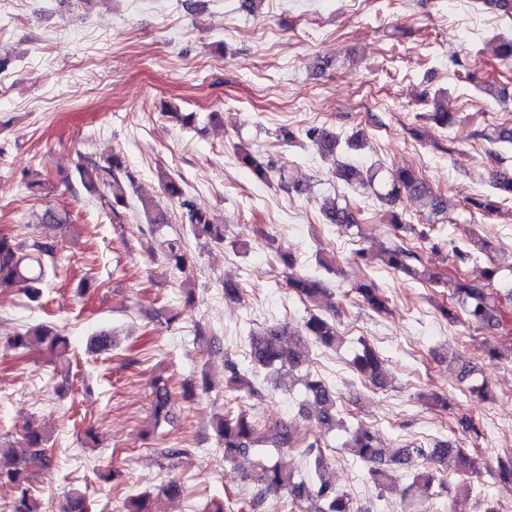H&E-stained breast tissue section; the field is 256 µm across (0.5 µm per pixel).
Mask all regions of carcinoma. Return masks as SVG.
Returning <instances> with one entry per match:
<instances>
[{"mask_svg":"<svg viewBox=\"0 0 512 512\" xmlns=\"http://www.w3.org/2000/svg\"><path fill=\"white\" fill-rule=\"evenodd\" d=\"M432 104L434 111L426 113L437 127L446 129L453 123L454 115L448 109V93L436 92ZM306 139L321 154L333 156L339 146V136L325 125H313L304 131ZM239 162L252 176L269 184L274 178L272 162L241 148L237 152ZM77 179L85 191L100 199L103 205L115 210L126 204L122 179L134 182L124 157L112 152L102 165L93 159H83L76 168ZM336 180L354 188L371 189L377 197L393 208L391 211L393 239L378 252L379 261L386 267L429 284L448 287V303L436 306L437 312L446 320L468 325L485 331L505 330V317L499 307L500 289L495 283L496 271L488 270L482 279H470L456 271L445 272L425 265L417 252L403 243V235L415 232L412 224L402 220L396 207L404 196L420 202L429 213L444 212L441 196L412 168H403L391 176L383 174V167L376 163L356 164L350 161L336 163ZM160 185L171 199L182 208V220L197 240H208L222 244L226 238L224 225L214 223L208 213L201 210L185 194L180 182L166 171L158 173ZM493 189L503 201L512 200V172L498 170L492 176ZM26 189L36 195L48 184L40 172L31 171L23 176ZM149 224L159 229L168 225L166 214L158 211L152 198L140 199ZM321 215L327 224L349 228L358 226L356 211L342 205L332 196L323 198ZM40 224H67L70 213L53 206L46 207L37 215ZM157 247L163 259L177 272L185 274L191 260L184 239L176 234L162 235ZM55 242L37 239L22 246L11 237L0 233V288L18 287L31 302L40 300L47 285L48 271L55 269ZM275 260L288 269L286 285L298 298L313 307L308 317L299 326L289 322H277L263 327L249 336V358L251 370L247 371L229 358L224 360L227 371L225 385L231 392L245 394L248 398L262 396V389L255 385L253 377L260 371L273 376L275 387L290 391L300 385L306 400L302 416H313L318 427L332 431L343 428L348 434L344 447L363 464L378 486L387 489L395 484V474L406 472L412 482L404 493L426 492L435 481V473L444 468L450 474L474 473L473 458L463 448L448 441H439L431 448L407 444L388 451L380 447L370 427L359 423L345 427L337 407L336 393L324 381L302 373L307 362L304 338L309 337L326 348L343 343L337 327L339 315L333 294L324 282L313 275L295 271L296 259L291 252H276ZM352 292L366 307L376 313L389 310L388 299L372 280H364L352 286ZM49 342L57 356L63 358L70 350V341L63 331L44 324L25 325L6 341L9 349L22 353L36 343ZM355 369L377 389H386L387 375L381 368L380 357L368 346L354 357ZM150 419L157 428L169 420L172 394L166 382L159 378L151 392ZM213 430L224 447V461L233 463L240 456L250 453L256 456L248 479L257 487L259 495L282 493L301 512H362L351 497L339 491L327 475L328 466L321 452L320 437L310 434L307 426L290 420L259 421L246 411L228 409L214 417ZM48 436L38 425H30L23 435V447L18 452L0 451V488L10 493L12 512H41L35 497L32 477L51 466V457L45 443ZM298 450L313 462V475L308 480H299L293 471L276 455ZM183 484L178 479H169L145 491L129 497L123 503L122 512H165L166 503L183 494Z\"/></svg>","mask_w":512,"mask_h":512,"instance_id":"cac0c4a2","label":"carcinoma"}]
</instances>
